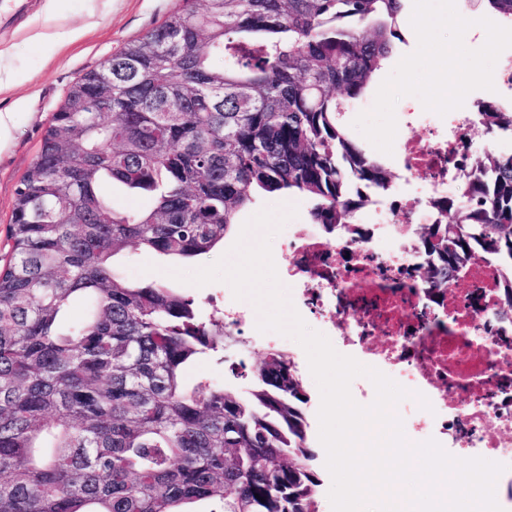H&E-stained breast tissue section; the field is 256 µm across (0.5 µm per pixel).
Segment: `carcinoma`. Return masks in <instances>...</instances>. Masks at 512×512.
Masks as SVG:
<instances>
[{"label": "carcinoma", "mask_w": 512, "mask_h": 512, "mask_svg": "<svg viewBox=\"0 0 512 512\" xmlns=\"http://www.w3.org/2000/svg\"><path fill=\"white\" fill-rule=\"evenodd\" d=\"M182 2L105 62L112 87L92 70L68 89L16 190L0 270V512H319L291 356L268 352L244 393L188 386L239 330L113 261L207 254L258 193L309 197L328 234L353 223L393 174L338 116L392 53L403 0ZM480 116L512 136V111L490 102ZM104 183L153 204L118 211ZM450 212L420 238L432 295L473 262L512 269V151L486 150L440 203ZM77 300L85 316L63 323Z\"/></svg>", "instance_id": "carcinoma-1"}]
</instances>
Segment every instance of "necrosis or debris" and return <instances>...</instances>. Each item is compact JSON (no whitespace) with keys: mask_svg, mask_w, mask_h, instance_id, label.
<instances>
[{"mask_svg":"<svg viewBox=\"0 0 512 512\" xmlns=\"http://www.w3.org/2000/svg\"><path fill=\"white\" fill-rule=\"evenodd\" d=\"M424 138L399 145L401 171L391 194L398 208L376 198L334 240L318 225L292 224L280 268L302 281L296 299L320 318L332 344L360 355L412 392L398 411L407 439H435L444 449L512 466V318L501 314L512 269L468 265L458 287L439 302L417 282L422 258L407 227L438 221L436 202L466 171L460 135L473 115L417 114ZM373 336L385 348L367 352Z\"/></svg>","mask_w":512,"mask_h":512,"instance_id":"obj_1","label":"necrosis or debris"}]
</instances>
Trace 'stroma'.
<instances>
[{
    "label": "stroma",
    "mask_w": 512,
    "mask_h": 512,
    "mask_svg": "<svg viewBox=\"0 0 512 512\" xmlns=\"http://www.w3.org/2000/svg\"><path fill=\"white\" fill-rule=\"evenodd\" d=\"M179 5V0H0V111L20 115L14 138L0 148V268L9 260L5 243L16 190L35 162L48 121L68 88L123 44L159 25ZM240 231V226H233L223 247L189 262L131 249L116 259L115 266L129 282L168 284L173 282L169 269L190 272L213 264L232 247ZM286 344L305 368L308 443L322 481L319 512H332L327 496L331 477L319 441L320 392L306 369L304 349L291 338ZM265 352V347L252 345L229 353L226 363L204 361L189 372L188 379L193 383L203 378L213 383L232 380L248 389L252 370Z\"/></svg>",
    "instance_id": "35a3bbf8"
}]
</instances>
